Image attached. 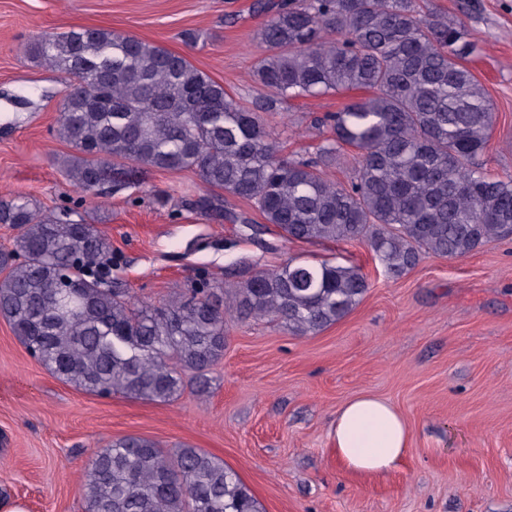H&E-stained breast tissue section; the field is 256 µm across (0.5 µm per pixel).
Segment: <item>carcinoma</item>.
Listing matches in <instances>:
<instances>
[{
	"label": "carcinoma",
	"instance_id": "cac0c4a2",
	"mask_svg": "<svg viewBox=\"0 0 512 512\" xmlns=\"http://www.w3.org/2000/svg\"><path fill=\"white\" fill-rule=\"evenodd\" d=\"M259 36L266 54L244 103L189 59L134 35L73 29L28 51L73 79L56 134L59 161L85 198L118 193L150 172L193 171L252 202L287 241L364 242L399 277L424 254L464 257L512 231V177L479 157L495 112L465 60L466 23L419 0H276ZM368 92L325 115L332 137L315 155L280 154L273 121L288 99ZM355 150L346 184L327 170ZM73 210L0 198V224L19 229L0 252V319L51 374L100 397L166 403L191 377L205 384L233 316L315 335L346 317L369 288L356 266L290 258L226 287L208 282L159 304L112 277V242ZM85 512H263L239 475L189 446L164 450L126 436L98 449Z\"/></svg>",
	"mask_w": 512,
	"mask_h": 512
}]
</instances>
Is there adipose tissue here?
Wrapping results in <instances>:
<instances>
[{"mask_svg": "<svg viewBox=\"0 0 512 512\" xmlns=\"http://www.w3.org/2000/svg\"><path fill=\"white\" fill-rule=\"evenodd\" d=\"M331 438L342 462L361 473H385L406 454L410 430L396 407L387 400L362 394L336 413Z\"/></svg>", "mask_w": 512, "mask_h": 512, "instance_id": "adipose-tissue-1", "label": "adipose tissue"}]
</instances>
